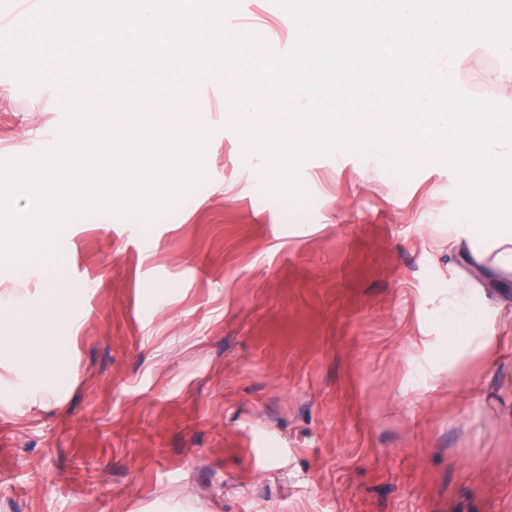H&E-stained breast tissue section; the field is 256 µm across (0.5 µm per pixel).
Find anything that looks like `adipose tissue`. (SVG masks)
I'll return each instance as SVG.
<instances>
[{
	"instance_id": "1",
	"label": "adipose tissue",
	"mask_w": 512,
	"mask_h": 512,
	"mask_svg": "<svg viewBox=\"0 0 512 512\" xmlns=\"http://www.w3.org/2000/svg\"><path fill=\"white\" fill-rule=\"evenodd\" d=\"M74 301L67 292L61 278H53L45 289L43 313L33 312L30 308L15 302L0 301V322L5 324H23L27 330L26 341L39 344L44 351H51L55 338L45 331L47 320L66 315L73 307Z\"/></svg>"
}]
</instances>
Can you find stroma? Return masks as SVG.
Instances as JSON below:
<instances>
[{
  "label": "stroma",
  "mask_w": 512,
  "mask_h": 512,
  "mask_svg": "<svg viewBox=\"0 0 512 512\" xmlns=\"http://www.w3.org/2000/svg\"><path fill=\"white\" fill-rule=\"evenodd\" d=\"M236 15L293 46L272 0ZM491 51L463 50L454 79L512 106ZM201 87L208 182L148 229L72 223L57 354L0 347V512H512V273L457 237L454 173L391 183L378 157L317 156L290 212L260 193L224 85ZM62 119L54 90L0 75V158ZM53 274L0 269V295L40 306ZM475 306L494 355L448 343Z\"/></svg>",
  "instance_id": "obj_1"
}]
</instances>
